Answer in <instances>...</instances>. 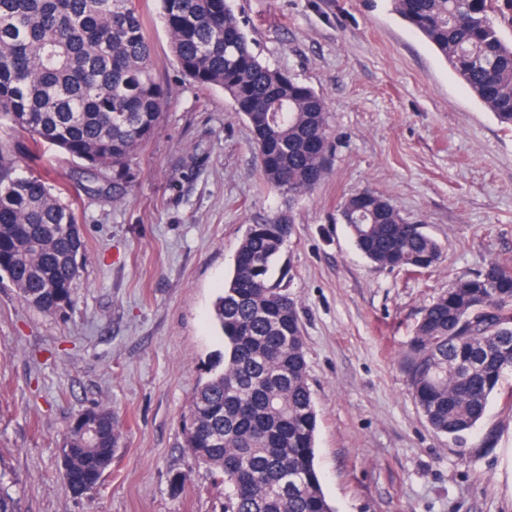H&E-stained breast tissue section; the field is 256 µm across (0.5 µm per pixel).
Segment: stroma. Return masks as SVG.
I'll use <instances>...</instances> for the list:
<instances>
[{
	"label": "stroma",
	"instance_id": "stroma-1",
	"mask_svg": "<svg viewBox=\"0 0 512 512\" xmlns=\"http://www.w3.org/2000/svg\"><path fill=\"white\" fill-rule=\"evenodd\" d=\"M255 52L323 94L335 149L313 193L263 187L248 124L177 68L143 0L154 74L172 89L154 137L86 183L64 153L35 165L68 187L85 241L73 303L50 315L0 280V469L23 512H223L182 420L224 353L213 304L248 225L291 212L287 273L318 414L316 467L336 512H512V373L463 440L436 433L401 354L422 309L493 258L512 259V131L388 0H232ZM369 188L438 241L422 274L355 248L339 209ZM111 407L125 451L93 497L58 479L75 414ZM187 474L173 491L175 474Z\"/></svg>",
	"mask_w": 512,
	"mask_h": 512
}]
</instances>
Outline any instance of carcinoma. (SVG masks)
I'll list each match as a JSON object with an SVG mask.
<instances>
[{
  "mask_svg": "<svg viewBox=\"0 0 512 512\" xmlns=\"http://www.w3.org/2000/svg\"><path fill=\"white\" fill-rule=\"evenodd\" d=\"M185 76L229 98L252 132L264 184L290 197L325 178L333 149L325 99L265 65L229 0H157ZM497 120L512 129V0H390ZM171 90L153 72L139 0H0V129L27 136L33 159L51 148L99 170L126 166L156 134ZM359 253L422 273L441 259L424 226L362 189L340 205ZM291 215L251 224L214 319L222 367L201 382L185 419L186 447L224 483V512H334L315 467L317 412L296 302L275 276ZM85 250L73 200L21 164L0 140V277L46 314L71 303ZM429 425L460 440L512 371V265L492 259L422 311L402 361ZM59 477L92 493L122 448L112 409L74 416ZM0 512H22L0 472Z\"/></svg>",
  "mask_w": 512,
  "mask_h": 512,
  "instance_id": "carcinoma-1",
  "label": "carcinoma"
}]
</instances>
